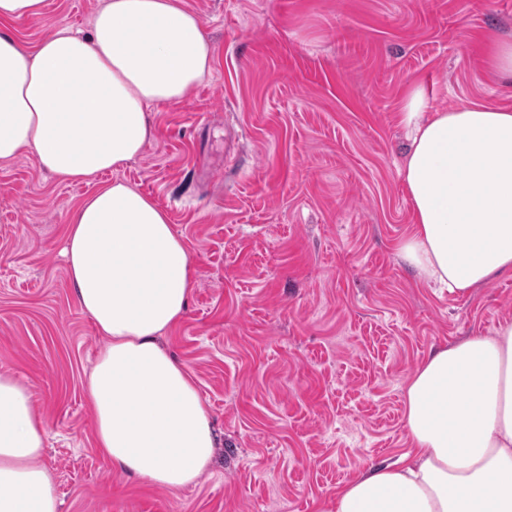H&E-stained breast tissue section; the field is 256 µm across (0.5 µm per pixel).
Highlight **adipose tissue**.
<instances>
[{
    "mask_svg": "<svg viewBox=\"0 0 512 512\" xmlns=\"http://www.w3.org/2000/svg\"><path fill=\"white\" fill-rule=\"evenodd\" d=\"M44 9L0 0V163L31 152L58 180L91 185L62 254L105 339L85 384L96 446L119 471L177 491L196 483L217 438L191 374L162 343L188 308L189 254L153 199L100 176L142 153L148 107L188 98L214 51L183 0H105L90 35L63 30L22 49L8 24ZM399 123L414 220L400 259L452 294L512 272V111L432 112L416 84ZM405 428L403 464L363 470L335 512H512V322L432 349L406 386ZM45 434L29 387L1 372L0 512H59Z\"/></svg>",
    "mask_w": 512,
    "mask_h": 512,
    "instance_id": "obj_1",
    "label": "adipose tissue"
}]
</instances>
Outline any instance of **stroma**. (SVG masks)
I'll return each instance as SVG.
<instances>
[{
  "label": "stroma",
  "instance_id": "obj_1",
  "mask_svg": "<svg viewBox=\"0 0 512 512\" xmlns=\"http://www.w3.org/2000/svg\"><path fill=\"white\" fill-rule=\"evenodd\" d=\"M214 48L183 102L105 180L150 196L189 250L194 286L164 339L217 433L197 483L170 491L95 446L84 381L104 346L61 254L90 191L35 154L0 165V372L33 393L62 512H333L362 469L406 453L405 386L434 346L512 320V275L468 295L403 264L413 226L398 122L407 89L445 111L512 110L489 67L512 0H184ZM103 0H46L11 30L34 50L89 34Z\"/></svg>",
  "mask_w": 512,
  "mask_h": 512
}]
</instances>
